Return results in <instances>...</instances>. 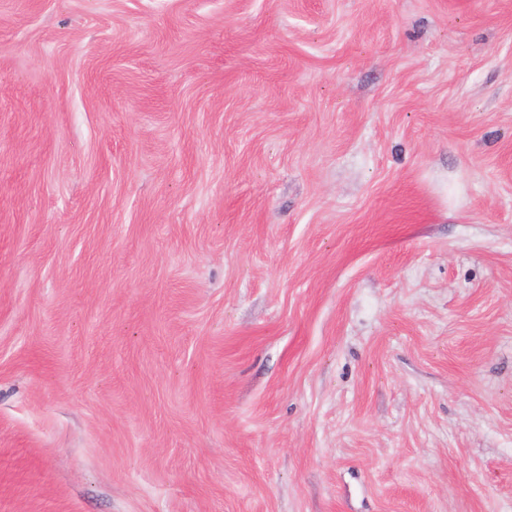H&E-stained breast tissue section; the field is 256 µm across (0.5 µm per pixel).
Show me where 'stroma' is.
Listing matches in <instances>:
<instances>
[{
	"mask_svg": "<svg viewBox=\"0 0 512 512\" xmlns=\"http://www.w3.org/2000/svg\"><path fill=\"white\" fill-rule=\"evenodd\" d=\"M0 512H512V0H0Z\"/></svg>",
	"mask_w": 512,
	"mask_h": 512,
	"instance_id": "1",
	"label": "stroma"
}]
</instances>
